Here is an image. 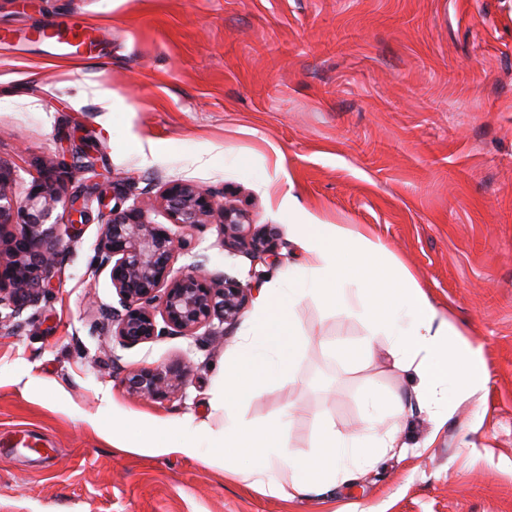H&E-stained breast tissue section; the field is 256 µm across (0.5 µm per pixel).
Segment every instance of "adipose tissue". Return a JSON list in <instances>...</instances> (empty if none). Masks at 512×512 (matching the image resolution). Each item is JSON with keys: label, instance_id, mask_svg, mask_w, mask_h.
<instances>
[{"label": "adipose tissue", "instance_id": "obj_1", "mask_svg": "<svg viewBox=\"0 0 512 512\" xmlns=\"http://www.w3.org/2000/svg\"><path fill=\"white\" fill-rule=\"evenodd\" d=\"M281 205L288 211L296 245L312 263L289 277L272 278L262 287L252 326L234 357L221 367V384L210 401L222 414L220 428L173 418L163 432L130 435L114 440V447L172 450L196 458L201 449L220 451L228 441L253 435L238 406L257 387L293 376L301 343L294 313L309 297L370 325V337L362 347L344 349L343 361L350 363L370 353L375 338L383 337L395 364L413 371V394L419 407L443 406L449 392L469 394L483 385L486 372L478 350L461 338L408 270L387 256L382 243L343 224L310 222L291 193H284ZM361 404L364 412L358 434L340 433L328 418L319 422L322 488L353 480L360 468L376 466L396 451L395 432L376 430L386 404L372 392L362 395ZM243 475L288 501L316 486L302 461L274 441L250 457Z\"/></svg>", "mask_w": 512, "mask_h": 512}]
</instances>
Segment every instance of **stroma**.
Returning a JSON list of instances; mask_svg holds the SVG:
<instances>
[{"instance_id":"35a3bbf8","label":"stroma","mask_w":512,"mask_h":512,"mask_svg":"<svg viewBox=\"0 0 512 512\" xmlns=\"http://www.w3.org/2000/svg\"><path fill=\"white\" fill-rule=\"evenodd\" d=\"M92 27L95 43L61 56L54 24ZM75 164L66 197L89 202L31 326H0V512H512V0H0V169L25 194L46 162ZM187 181L233 199L278 230L275 266L223 249L217 226L190 250L212 272L261 287L305 263L293 242L292 191L319 224L386 245L432 304L481 351L485 384L388 415L405 458L363 469L325 495L293 501L211 464L151 448L120 450L112 424L169 418L219 425L209 404L229 336H169L132 348L99 335L117 296L92 258L99 196L134 186L148 219L156 196ZM306 342L293 378L239 410L257 427L291 407L277 437L310 460L318 420L361 428V394L407 398L412 372L383 350L347 365L333 345L370 334L318 298L295 310ZM185 359L189 384L164 402L123 389L117 369Z\"/></svg>"}]
</instances>
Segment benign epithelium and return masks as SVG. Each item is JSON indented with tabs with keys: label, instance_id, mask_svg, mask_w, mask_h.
Returning <instances> with one entry per match:
<instances>
[{
	"label": "benign epithelium",
	"instance_id": "obj_1",
	"mask_svg": "<svg viewBox=\"0 0 512 512\" xmlns=\"http://www.w3.org/2000/svg\"><path fill=\"white\" fill-rule=\"evenodd\" d=\"M55 160L48 175L35 182L23 197L13 180L0 170V309L8 310L0 324H30L24 312L45 297L50 279L58 271V229L87 223L86 207L67 202L66 222L54 217L64 201L63 182ZM106 212V222L95 252L98 270H109L118 305L105 307L98 328L123 348L153 342L165 336H193L203 329L209 336H225L252 297V286L224 273L210 272L201 261L174 276L173 265L190 242L184 232L215 224L224 248L242 250L267 264L278 262L277 232L258 229L250 215L234 201L197 185L173 181L159 193L158 205L168 223L153 224L130 195L117 192ZM192 376L189 362L173 360L119 373L130 394L163 402L185 387Z\"/></svg>",
	"mask_w": 512,
	"mask_h": 512
}]
</instances>
